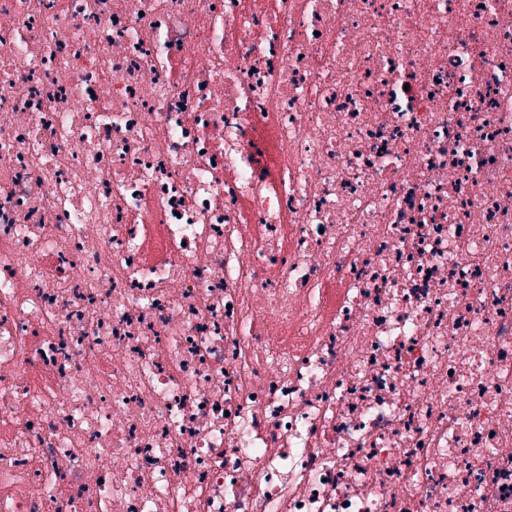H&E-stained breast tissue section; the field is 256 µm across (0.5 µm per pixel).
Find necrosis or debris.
<instances>
[{
  "instance_id": "obj_1",
  "label": "necrosis or debris",
  "mask_w": 512,
  "mask_h": 512,
  "mask_svg": "<svg viewBox=\"0 0 512 512\" xmlns=\"http://www.w3.org/2000/svg\"><path fill=\"white\" fill-rule=\"evenodd\" d=\"M0 512H512V0H0Z\"/></svg>"
}]
</instances>
